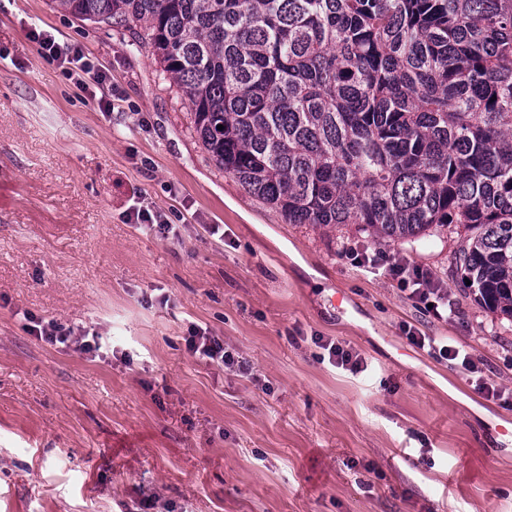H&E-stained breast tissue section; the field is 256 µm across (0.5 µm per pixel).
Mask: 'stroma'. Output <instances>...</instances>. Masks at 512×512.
<instances>
[{
	"instance_id": "obj_1",
	"label": "stroma",
	"mask_w": 512,
	"mask_h": 512,
	"mask_svg": "<svg viewBox=\"0 0 512 512\" xmlns=\"http://www.w3.org/2000/svg\"><path fill=\"white\" fill-rule=\"evenodd\" d=\"M34 30L108 74L113 111ZM141 206L175 236L129 221ZM350 246L431 273L454 315L434 319ZM458 246L286 222L209 160L129 35L58 0H0V512H512V321L462 289ZM32 318L100 348L42 342ZM194 325L252 374L188 352ZM409 327L464 345L479 374ZM318 336L366 371L323 360Z\"/></svg>"
}]
</instances>
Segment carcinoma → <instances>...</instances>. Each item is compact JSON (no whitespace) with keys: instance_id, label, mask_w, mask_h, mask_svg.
Segmentation results:
<instances>
[{"instance_id":"carcinoma-1","label":"carcinoma","mask_w":512,"mask_h":512,"mask_svg":"<svg viewBox=\"0 0 512 512\" xmlns=\"http://www.w3.org/2000/svg\"><path fill=\"white\" fill-rule=\"evenodd\" d=\"M59 2L152 48L288 223L423 248L458 224L466 289L512 320V0Z\"/></svg>"}]
</instances>
